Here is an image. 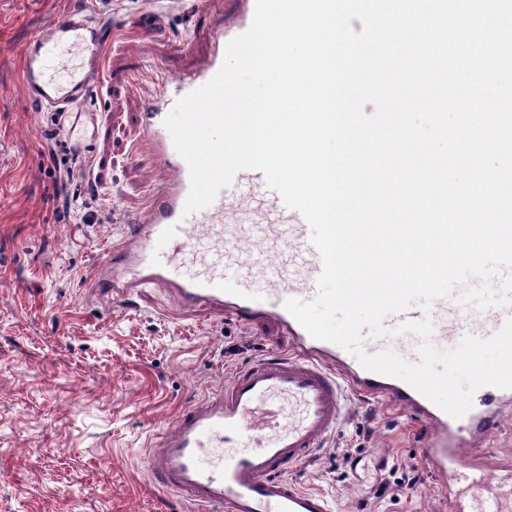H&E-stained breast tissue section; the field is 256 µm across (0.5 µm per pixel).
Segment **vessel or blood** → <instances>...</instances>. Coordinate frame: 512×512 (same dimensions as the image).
Returning <instances> with one entry per match:
<instances>
[{
  "label": "vessel or blood",
  "instance_id": "vessel-or-blood-1",
  "mask_svg": "<svg viewBox=\"0 0 512 512\" xmlns=\"http://www.w3.org/2000/svg\"><path fill=\"white\" fill-rule=\"evenodd\" d=\"M254 6L255 0H235L223 35L202 65L177 77L180 95L216 75L229 40L249 28ZM103 37L101 24L83 10L60 15L26 52L25 96L39 106L54 108L63 120L91 122L84 103L99 88ZM75 40L85 54L81 75L67 84L47 77L45 58ZM144 146L172 178L140 215L128 247L102 259L96 290L122 302L136 289L165 286L188 306H206L246 324L274 321L292 342L290 354L255 360L207 400L186 404L173 427L147 451L154 477L198 506L199 512H332L324 495L300 488L286 473L289 466L309 458L335 430L346 393L353 390L383 398L423 421L428 469L440 490L455 484L462 448L484 445L498 427L503 409L512 406V389L481 387V403L455 418L403 380L371 372L347 349L312 337L285 307L290 299L305 303L316 299L323 270L322 256L303 216L287 207L255 169L239 171L209 206L185 213L189 168L168 137L161 112L150 113ZM255 195L263 198L269 218L288 227V237L304 266L298 283L266 263L262 269L267 285L255 288L238 268L224 262L225 250L236 242L224 233V216ZM189 255L201 258L204 266L186 277L181 264ZM426 317L434 334L449 333L458 343L468 335L486 338L496 333L512 318V304L479 312L462 303L455 290L435 299L430 308L414 305L388 316L384 325L389 335H366L364 350L376 354L383 346L398 345L411 358H418L420 338L397 333L396 328ZM505 469V464L485 455L470 460L469 470L484 489L481 512H508L502 493L488 480L489 472Z\"/></svg>",
  "mask_w": 512,
  "mask_h": 512
}]
</instances>
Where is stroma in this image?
I'll use <instances>...</instances> for the list:
<instances>
[{
  "label": "stroma",
  "instance_id": "1",
  "mask_svg": "<svg viewBox=\"0 0 512 512\" xmlns=\"http://www.w3.org/2000/svg\"><path fill=\"white\" fill-rule=\"evenodd\" d=\"M82 7L111 36L100 88L85 103L99 123L72 177L52 157L70 149L56 112L29 102L28 41ZM230 0H0V512H195L160 485L146 451L180 406L223 388L255 358L288 354L268 322L242 325L186 309L159 288L126 303L92 295L104 254L124 245L166 179L141 147V114L167 81L199 67ZM77 202L90 216H66ZM235 216L228 263L262 287L253 254L302 274L287 233ZM417 423L382 399L348 396L335 432L288 471L335 512H450L422 463ZM418 475L414 487L402 474Z\"/></svg>",
  "mask_w": 512,
  "mask_h": 512
}]
</instances>
